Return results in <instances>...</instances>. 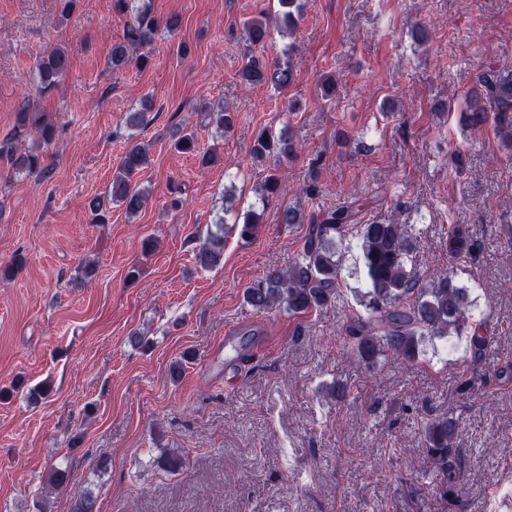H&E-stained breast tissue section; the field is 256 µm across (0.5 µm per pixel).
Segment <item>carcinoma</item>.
<instances>
[{"mask_svg": "<svg viewBox=\"0 0 512 512\" xmlns=\"http://www.w3.org/2000/svg\"><path fill=\"white\" fill-rule=\"evenodd\" d=\"M282 10L272 18L260 15L247 20L242 27L246 40L258 47L273 39V32L283 28L293 32L301 10L297 0H279ZM112 7L130 17L124 41L112 46L110 63L121 68L129 62V50H139L137 63L149 62L146 48L158 30L150 3L146 0H112ZM69 70V55L61 48L52 50L36 65L34 82L46 92L65 77ZM241 80L248 85H269L275 92L287 90L294 83L291 62H278L273 67L249 60L241 70ZM209 122L222 131L233 127L232 113L221 104L207 113ZM463 120L469 126L492 122L495 133L506 148H512V69L485 68L477 76ZM56 133L54 121L40 112L30 99L22 101L16 112L14 134L0 140V163L7 165L15 176H42L47 170L44 155L36 147L26 145V139L36 136L50 144ZM172 146L178 152L196 154L200 165L207 168L219 161L217 151L200 150L194 133L177 131ZM298 144L282 131L273 133L262 128L254 136L253 158L264 162L274 158L273 168L258 185L257 203L265 205L283 190L278 174L281 161L297 153ZM150 164L148 145L130 142L112 177L111 187L104 196L89 202L92 223L104 224L107 207L116 205L131 216L142 211L149 192L134 181ZM365 202L352 199L346 204L328 209L322 214L306 215L295 206L279 210L280 224H309L307 237L298 256L285 268H270L264 276L245 291V302L259 312L284 309L289 314H308L335 301L338 285L337 247L346 239L347 226L355 223ZM263 212L251 206L236 214L233 224L219 220L216 231H209L194 252L195 266L211 269L224 256L225 231L236 233L238 239H252L262 221ZM361 260L367 291L359 299L364 312L356 311L344 329L346 342L353 354L366 368H374L390 356L416 362L424 352L426 342L446 339L451 335L469 338V350L475 358L482 356L487 337L480 334L481 323L474 320L471 291L450 272H432L422 277L407 268V258L416 247L413 228L384 220L362 224L359 229ZM474 242L465 224H455L448 231V254L457 262L470 256ZM431 459L442 475L443 494L456 493L461 472V460L454 448L458 424L451 418L429 422L425 428ZM157 463L170 473L183 469L186 459L180 453L164 451Z\"/></svg>", "mask_w": 512, "mask_h": 512, "instance_id": "cac0c4a2", "label": "carcinoma"}]
</instances>
